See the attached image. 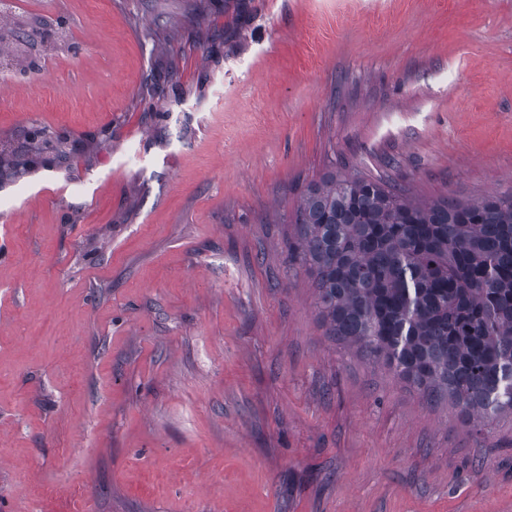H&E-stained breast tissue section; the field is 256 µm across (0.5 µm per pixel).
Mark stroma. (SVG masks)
<instances>
[{
	"instance_id": "stroma-1",
	"label": "stroma",
	"mask_w": 512,
	"mask_h": 512,
	"mask_svg": "<svg viewBox=\"0 0 512 512\" xmlns=\"http://www.w3.org/2000/svg\"><path fill=\"white\" fill-rule=\"evenodd\" d=\"M0 26L67 33L0 78V512H512V415L330 336L287 251L331 171L512 190V0H14Z\"/></svg>"
}]
</instances>
